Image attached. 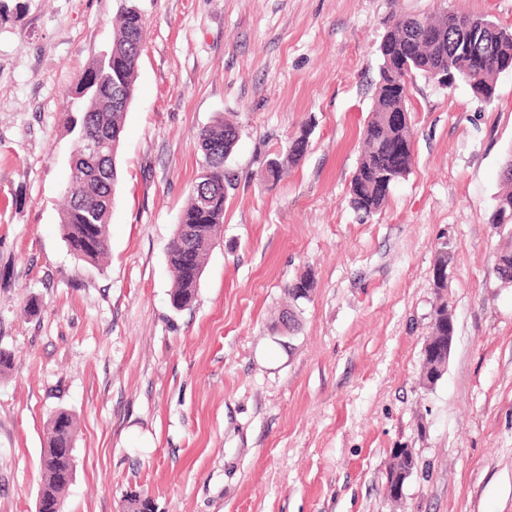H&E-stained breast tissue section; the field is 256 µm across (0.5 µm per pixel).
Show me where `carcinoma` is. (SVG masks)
<instances>
[{
    "instance_id": "cac0c4a2",
    "label": "carcinoma",
    "mask_w": 512,
    "mask_h": 512,
    "mask_svg": "<svg viewBox=\"0 0 512 512\" xmlns=\"http://www.w3.org/2000/svg\"><path fill=\"white\" fill-rule=\"evenodd\" d=\"M147 22L134 0L117 14L111 53L98 59L78 79L74 94L79 100V115H70L67 123L75 132V140L88 136L99 141L105 176L98 179L86 172L82 153L73 158L75 171L72 190L65 192L66 206L60 224L67 246L73 256L97 264L109 252L107 226L118 182L116 157L123 131L126 108L112 102V89L134 91L138 60L144 48ZM479 33L487 39L473 43V49L486 59L485 66L472 90L480 102L495 99L496 64L512 59V30L499 26L485 15L449 11L445 8L425 14L402 15L386 29L383 39L387 49L379 53L380 64L374 102L363 128L364 150L350 181L351 207L367 216L380 211L392 187L405 178L413 165V129L411 118L394 122L391 116L408 111V99L387 89L395 76L425 77L448 67L461 75L470 68L468 56L459 53L458 45ZM309 130L302 127L275 160V166L264 171L266 180H279L288 167L295 165L306 153ZM239 139V127L220 118L198 133L202 152L201 173L188 190V200L180 212L175 234L168 251V262L174 285L170 303L177 310L190 307L205 261L215 245L224 224V202L234 188L232 175L225 167ZM492 223L512 225V178L503 181L496 197ZM191 256L195 273H187L184 258ZM448 245L438 250L433 278L442 287L446 278ZM498 260L506 264L495 269L496 277L512 283V250L502 251ZM76 422L71 412L60 409L48 422L47 448L41 458L43 496L46 512L64 503L75 475V460L63 452L74 447Z\"/></svg>"
}]
</instances>
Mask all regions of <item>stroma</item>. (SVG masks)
<instances>
[{"label": "stroma", "instance_id": "1", "mask_svg": "<svg viewBox=\"0 0 512 512\" xmlns=\"http://www.w3.org/2000/svg\"><path fill=\"white\" fill-rule=\"evenodd\" d=\"M0 1V348L14 356L0 512H35L59 409L79 421L63 512H122L130 491L157 512H512V286L494 273L508 236L492 222L512 70L490 105L414 76L411 173L377 215L348 202L390 21L445 7L511 29L512 0H137L148 33L98 266L60 230L65 114L123 0ZM221 116L240 128L236 186L177 311L167 251L200 173L196 134ZM304 124V157L263 182ZM306 273L315 289L284 331V289ZM440 298L455 337L429 387ZM397 448L417 469L396 503Z\"/></svg>", "mask_w": 512, "mask_h": 512}]
</instances>
